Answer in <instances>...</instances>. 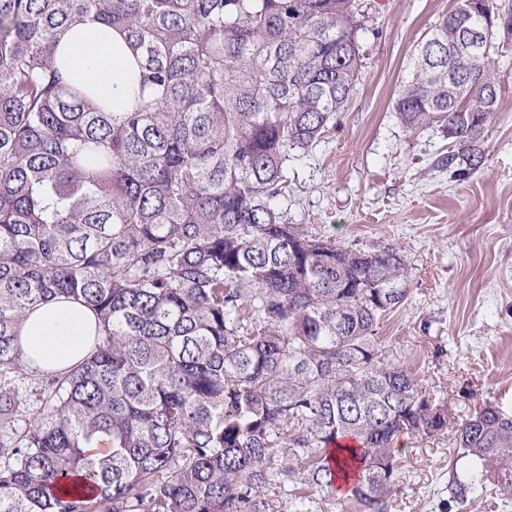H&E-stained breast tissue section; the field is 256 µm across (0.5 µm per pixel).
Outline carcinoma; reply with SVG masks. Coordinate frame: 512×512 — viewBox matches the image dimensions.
<instances>
[{"mask_svg": "<svg viewBox=\"0 0 512 512\" xmlns=\"http://www.w3.org/2000/svg\"><path fill=\"white\" fill-rule=\"evenodd\" d=\"M485 4L434 24L393 104L445 130L456 178L498 110L480 39L512 35ZM367 22L359 0H0V512H292L344 484L387 512L394 443L446 431L512 494V415L458 421L380 336L403 251L346 249L278 204L290 154L356 89ZM90 23L137 62L123 112L60 52ZM56 297L94 313V346L34 371L17 328Z\"/></svg>", "mask_w": 512, "mask_h": 512, "instance_id": "1", "label": "carcinoma"}]
</instances>
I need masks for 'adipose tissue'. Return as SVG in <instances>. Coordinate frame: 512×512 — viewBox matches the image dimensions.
Instances as JSON below:
<instances>
[{
    "mask_svg": "<svg viewBox=\"0 0 512 512\" xmlns=\"http://www.w3.org/2000/svg\"><path fill=\"white\" fill-rule=\"evenodd\" d=\"M73 77L94 85L112 100L114 110L130 101L127 58L121 36L100 25L72 35L64 46ZM96 323L79 304L54 300L29 314L20 327V345L30 367L62 370L92 350Z\"/></svg>",
    "mask_w": 512,
    "mask_h": 512,
    "instance_id": "obj_1",
    "label": "adipose tissue"
}]
</instances>
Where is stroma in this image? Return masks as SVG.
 Masks as SVG:
<instances>
[{
  "label": "stroma",
  "mask_w": 512,
  "mask_h": 512,
  "mask_svg": "<svg viewBox=\"0 0 512 512\" xmlns=\"http://www.w3.org/2000/svg\"><path fill=\"white\" fill-rule=\"evenodd\" d=\"M368 31L356 90L322 141L288 163V221L352 249L402 247L408 298L381 331L438 394L454 392L456 418L493 403L512 413V37L496 35L499 110L483 166L463 180L436 159V127L407 131L393 99L417 45L456 0H366ZM401 471L388 512H512L496 479L455 497L474 465L447 437L396 444Z\"/></svg>",
  "instance_id": "35a3bbf8"
}]
</instances>
